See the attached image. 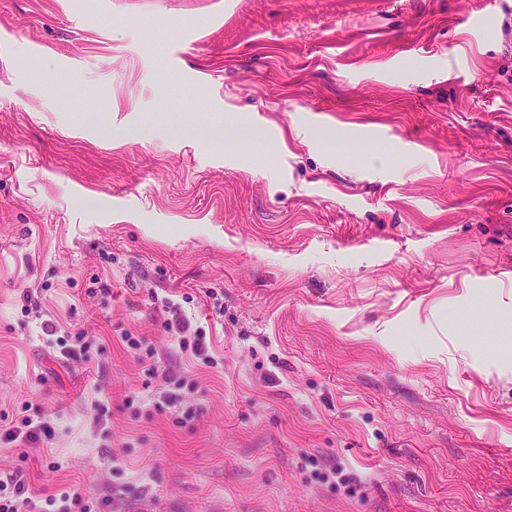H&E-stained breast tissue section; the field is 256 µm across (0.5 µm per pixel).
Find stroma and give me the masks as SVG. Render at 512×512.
<instances>
[{"label":"stroma","mask_w":512,"mask_h":512,"mask_svg":"<svg viewBox=\"0 0 512 512\" xmlns=\"http://www.w3.org/2000/svg\"><path fill=\"white\" fill-rule=\"evenodd\" d=\"M25 408L36 499L512 512V0H0V431Z\"/></svg>","instance_id":"stroma-1"}]
</instances>
